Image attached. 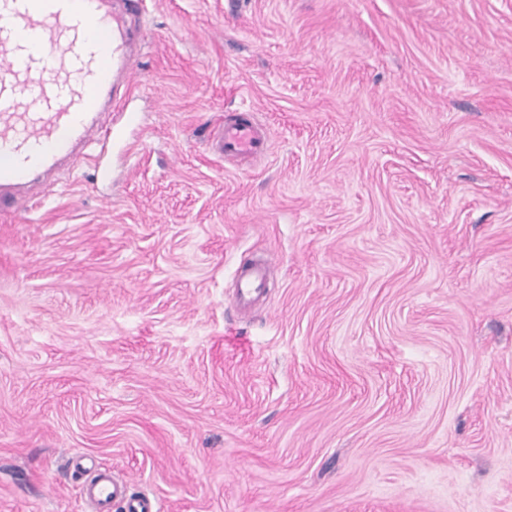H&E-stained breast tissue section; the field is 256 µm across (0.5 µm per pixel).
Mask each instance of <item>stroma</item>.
I'll list each match as a JSON object with an SVG mask.
<instances>
[{
  "instance_id": "stroma-1",
  "label": "stroma",
  "mask_w": 512,
  "mask_h": 512,
  "mask_svg": "<svg viewBox=\"0 0 512 512\" xmlns=\"http://www.w3.org/2000/svg\"><path fill=\"white\" fill-rule=\"evenodd\" d=\"M142 4L140 127L0 213V512H512V0ZM269 131L249 111L227 118L219 127L217 151L225 157L256 158L267 150ZM264 273L257 264L243 265L237 269L238 295L243 303H248L261 290ZM81 496L93 505L94 512H112L113 505L117 503L125 512H160L156 499L130 493L127 483L117 481L112 471L106 468L97 470L84 480Z\"/></svg>"
}]
</instances>
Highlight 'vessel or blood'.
Here are the masks:
<instances>
[{
  "label": "vessel or blood",
  "instance_id": "vessel-or-blood-1",
  "mask_svg": "<svg viewBox=\"0 0 512 512\" xmlns=\"http://www.w3.org/2000/svg\"><path fill=\"white\" fill-rule=\"evenodd\" d=\"M139 0H0V202L44 186L47 174L76 157L92 136L111 138L115 76L135 77L137 47L128 15ZM269 131L248 111L225 120L216 147L231 158L264 155ZM261 266L237 270L250 302ZM93 512H160L156 499L130 493L103 468L84 480Z\"/></svg>",
  "mask_w": 512,
  "mask_h": 512
}]
</instances>
